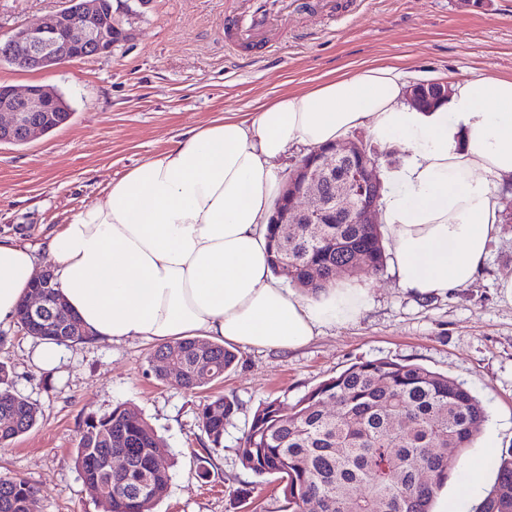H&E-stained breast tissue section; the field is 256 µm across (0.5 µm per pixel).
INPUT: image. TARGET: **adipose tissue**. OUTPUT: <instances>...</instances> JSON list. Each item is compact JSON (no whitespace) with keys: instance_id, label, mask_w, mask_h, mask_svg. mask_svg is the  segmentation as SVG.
Wrapping results in <instances>:
<instances>
[{"instance_id":"1","label":"adipose tissue","mask_w":512,"mask_h":512,"mask_svg":"<svg viewBox=\"0 0 512 512\" xmlns=\"http://www.w3.org/2000/svg\"><path fill=\"white\" fill-rule=\"evenodd\" d=\"M451 88L445 102L412 107L398 67L374 60L283 93L254 116L229 112L189 130L39 244L0 240V325L15 321L44 262L69 309L110 343L206 336L288 353L355 321L367 288L308 297L282 286L269 224L282 188L276 159L359 128L408 153L380 175L399 286L420 296L471 286L499 232L492 187L512 182V77Z\"/></svg>"}]
</instances>
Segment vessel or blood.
Returning <instances> with one entry per match:
<instances>
[{
  "label": "vessel or blood",
  "mask_w": 512,
  "mask_h": 512,
  "mask_svg": "<svg viewBox=\"0 0 512 512\" xmlns=\"http://www.w3.org/2000/svg\"><path fill=\"white\" fill-rule=\"evenodd\" d=\"M294 8L295 0H238L224 12L225 47L234 52L247 43L256 53L274 52V34L283 29Z\"/></svg>",
  "instance_id": "obj_1"
}]
</instances>
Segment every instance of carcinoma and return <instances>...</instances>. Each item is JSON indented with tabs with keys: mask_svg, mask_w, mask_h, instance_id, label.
<instances>
[{
	"mask_svg": "<svg viewBox=\"0 0 512 512\" xmlns=\"http://www.w3.org/2000/svg\"><path fill=\"white\" fill-rule=\"evenodd\" d=\"M270 229L274 274L308 295L336 287L331 267L355 254L368 270L386 264L378 224H303L286 243L280 225ZM71 317L61 301L26 333L65 346L89 341L79 330L68 336L52 330ZM151 358L176 360L180 385L194 392L224 378L237 354L190 338L158 346ZM237 411V402L224 395L199 408L211 448L224 447ZM6 417L12 426L0 429V447L30 431L39 409L12 390L0 365V420ZM487 419L483 402L462 382L416 363L360 360L309 390L288 413L277 400L260 403L236 451L243 468L277 476L288 512H433L439 490ZM115 452L126 456L127 466L110 473L103 458ZM168 457L142 412L120 403L83 421L73 461L88 495L109 498L112 512H142L145 497L155 493L159 502L167 492ZM35 497L28 481L0 477V512H30ZM474 512H512V448L501 453L495 480Z\"/></svg>",
	"mask_w": 512,
	"mask_h": 512,
	"instance_id": "obj_1",
	"label": "carcinoma"
}]
</instances>
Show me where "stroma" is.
I'll list each match as a JSON object with an SVG mask.
<instances>
[{
	"instance_id": "stroma-1",
	"label": "stroma",
	"mask_w": 512,
	"mask_h": 512,
	"mask_svg": "<svg viewBox=\"0 0 512 512\" xmlns=\"http://www.w3.org/2000/svg\"><path fill=\"white\" fill-rule=\"evenodd\" d=\"M230 0H150L123 23L111 54L68 62L48 73L0 64V85H51L69 101L63 127L21 145H0V237L36 244L80 209L104 199L109 182L157 155L188 130L224 112L253 113L285 92L363 62L398 65L405 84L512 76V0H336L335 16L295 12L276 52L256 56L224 47ZM63 0H0V34L36 24ZM501 224L477 281L445 295L404 291L392 265L358 275L370 303L356 322L324 329L281 355L238 350L223 380L189 393L158 381L153 343L90 341L61 347L53 370L33 362L36 341L20 325L0 327V364L14 390L35 403L34 429L0 447V477L39 491V512H104L84 490L71 453L79 428L122 402L135 404L175 458L166 496L153 512H284L273 476L238 461L236 446L259 403L291 406L308 390L359 360L424 365L464 382L483 401L482 436L512 448V185L495 188ZM238 403L222 450L198 420L216 395ZM207 478H199L198 468Z\"/></svg>"
}]
</instances>
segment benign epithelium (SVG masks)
<instances>
[{
    "label": "benign epithelium",
    "mask_w": 512,
    "mask_h": 512,
    "mask_svg": "<svg viewBox=\"0 0 512 512\" xmlns=\"http://www.w3.org/2000/svg\"><path fill=\"white\" fill-rule=\"evenodd\" d=\"M119 22L112 0H65V5L44 21L13 29L3 42L5 56L21 71L50 72L67 61L112 52L118 42L128 38ZM450 94L448 83L436 80L415 83L406 90L408 103L415 107L446 100ZM61 109L49 86H0V145L27 143L59 128L71 119ZM338 159L347 163L339 180L332 172ZM378 165V153L369 151L360 140L311 150L290 171L272 223L328 224L333 207L345 224L379 223L382 186ZM36 281L39 288L28 302L31 317L45 310L42 289L52 287L53 276L44 270Z\"/></svg>",
    "instance_id": "obj_1"
}]
</instances>
